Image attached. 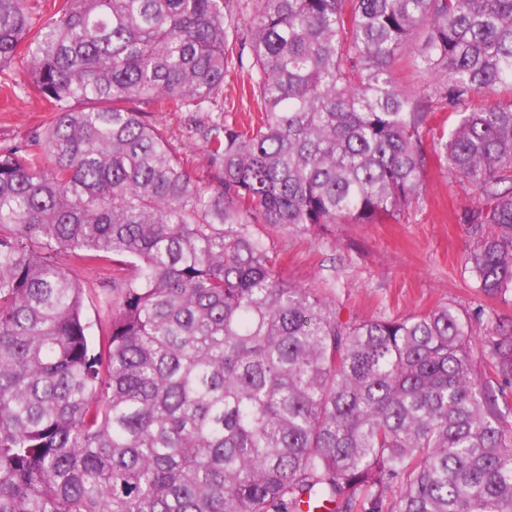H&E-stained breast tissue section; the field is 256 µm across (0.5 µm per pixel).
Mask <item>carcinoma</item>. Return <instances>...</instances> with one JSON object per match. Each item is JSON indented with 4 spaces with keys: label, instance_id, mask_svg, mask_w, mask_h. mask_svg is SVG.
<instances>
[{
    "label": "carcinoma",
    "instance_id": "cac0c4a2",
    "mask_svg": "<svg viewBox=\"0 0 512 512\" xmlns=\"http://www.w3.org/2000/svg\"><path fill=\"white\" fill-rule=\"evenodd\" d=\"M231 2L0 0V72L54 112L0 149V512H512L468 319L344 321L249 231L397 223L435 162L476 193V288L512 297V98L469 110L512 86V0ZM168 107L206 113L205 177L148 120ZM63 256L135 271L98 348ZM481 354L512 380V321ZM233 65L230 66V74L224 82V111L229 112V116H244L248 113L254 114L258 112L256 102L249 96L242 95V85L245 80L247 82V69L249 67V59L244 57V67H238L237 53L233 50ZM232 113V114H231ZM412 54L407 52L395 66V74L401 83L408 87H420L429 81V77L415 73L410 67L409 61Z\"/></svg>",
    "mask_w": 512,
    "mask_h": 512
}]
</instances>
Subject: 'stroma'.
<instances>
[{
	"label": "stroma",
	"mask_w": 512,
	"mask_h": 512,
	"mask_svg": "<svg viewBox=\"0 0 512 512\" xmlns=\"http://www.w3.org/2000/svg\"><path fill=\"white\" fill-rule=\"evenodd\" d=\"M50 119L35 91L9 97L0 90V148L26 142ZM149 120L164 131L193 176L205 175L206 146L193 132L190 113L153 112ZM425 183L423 200L396 223L339 224L323 234L268 224L251 225L250 231L265 242L289 283L334 303L342 319L403 317L450 304L470 319L475 334H483L491 323L512 319V300L483 299L464 269L473 242L456 216L473 193L436 167ZM72 275L85 291L83 315L91 334L100 337L109 319L100 300L106 276L83 265L73 266Z\"/></svg>",
	"instance_id": "obj_1"
}]
</instances>
